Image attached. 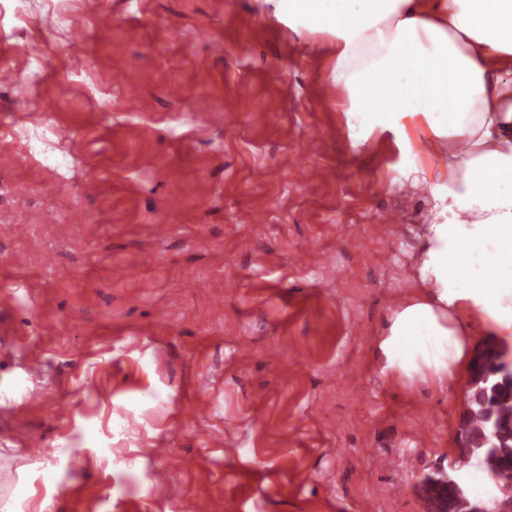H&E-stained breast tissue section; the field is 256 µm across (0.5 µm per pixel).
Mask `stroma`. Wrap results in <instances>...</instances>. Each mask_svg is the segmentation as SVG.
<instances>
[{
	"label": "stroma",
	"mask_w": 512,
	"mask_h": 512,
	"mask_svg": "<svg viewBox=\"0 0 512 512\" xmlns=\"http://www.w3.org/2000/svg\"><path fill=\"white\" fill-rule=\"evenodd\" d=\"M0 57V512H425L469 369L373 349L443 158L266 0H0Z\"/></svg>",
	"instance_id": "35a3bbf8"
}]
</instances>
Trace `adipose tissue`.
Returning <instances> with one entry per match:
<instances>
[{"mask_svg":"<svg viewBox=\"0 0 512 512\" xmlns=\"http://www.w3.org/2000/svg\"><path fill=\"white\" fill-rule=\"evenodd\" d=\"M296 32L326 35L328 79L363 127L413 132L445 169L433 181L422 290L393 309L377 338L385 375L436 380L467 360L471 322L512 335V0H269ZM487 231L491 252L459 228Z\"/></svg>","mask_w":512,"mask_h":512,"instance_id":"obj_1","label":"adipose tissue"}]
</instances>
